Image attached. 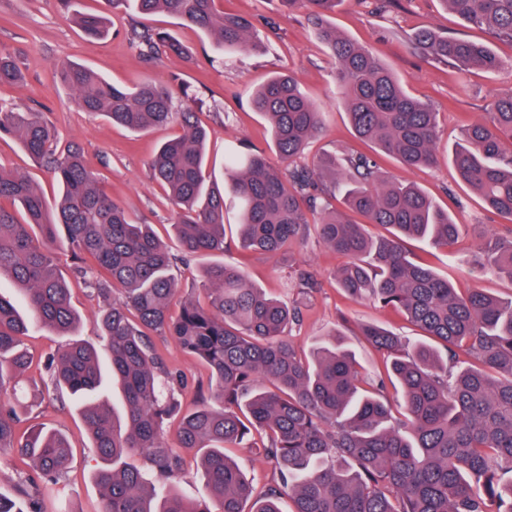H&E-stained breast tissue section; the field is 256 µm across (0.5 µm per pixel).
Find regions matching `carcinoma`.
<instances>
[{
  "instance_id": "1",
  "label": "carcinoma",
  "mask_w": 512,
  "mask_h": 512,
  "mask_svg": "<svg viewBox=\"0 0 512 512\" xmlns=\"http://www.w3.org/2000/svg\"><path fill=\"white\" fill-rule=\"evenodd\" d=\"M108 2L114 15L163 12L193 25L219 56L262 44L251 20L224 14L217 0ZM341 2L281 0L287 14L308 10L336 64L358 138L406 169L433 164L437 112L407 93L373 52L327 22ZM443 2L494 38L512 42V0ZM74 22L89 37L109 32L108 18L96 12L78 11ZM129 39L150 59L190 55L168 32L133 29ZM413 40L423 55L461 72L500 66L486 43L431 30ZM56 75L84 111L130 131L180 126L149 167L175 205L171 228L181 253L224 252L227 192L243 250L285 255L313 228L326 247L347 257L335 273L339 288L403 313L425 337L410 344L385 328L361 326L386 368L385 378L365 389L356 355L340 339L315 346L310 359L299 355L288 339L298 309L249 285L237 264L205 267L207 303L187 300L173 313L172 246L104 192L79 145L59 148L40 111L0 110V138L15 140L62 188L52 213L27 176L0 165V278L18 285L28 310L22 315L15 300L0 294V393L31 369L21 342L31 324L64 335L77 322L60 254L92 292L103 298L121 292L99 315L104 348L68 343L43 364L45 386L79 403L101 461L92 472L101 512H281L284 494L293 499V512H512V297L481 288L462 293L405 246L408 239L451 245L461 225L447 209L414 183L387 177L372 155L296 164L320 133L322 113L287 72L271 76L251 96L283 167L230 146L222 186L208 169V131L191 107L174 111L169 89L150 82L126 88L72 63L61 64ZM23 79L18 58L0 49V84ZM451 163L486 208L512 222V91L493 97L484 118L462 127ZM356 215L384 232H367ZM470 264L512 281V231L483 236ZM156 337L171 339L209 369V395L183 415L171 387L183 380L167 370ZM107 376L120 387L119 410L100 402ZM388 382L400 389L401 418L385 396ZM21 415L0 406V450L28 459L32 473L19 476L12 492H0V512H51L47 501L65 485L73 448L54 431L19 434ZM177 415L178 447L206 449L207 495L201 499L180 493L185 459L163 437ZM256 434L262 456L279 473V483L259 493L225 452ZM135 456L149 461L153 482L127 463Z\"/></svg>"
}]
</instances>
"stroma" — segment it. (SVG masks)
<instances>
[{
  "instance_id": "35a3bbf8",
  "label": "stroma",
  "mask_w": 512,
  "mask_h": 512,
  "mask_svg": "<svg viewBox=\"0 0 512 512\" xmlns=\"http://www.w3.org/2000/svg\"><path fill=\"white\" fill-rule=\"evenodd\" d=\"M222 6L253 21L263 38V52L241 50L216 60L201 31L168 14L115 17L109 35L93 40L82 35L71 20V12L103 9L102 0H73L68 11L60 0H0V49L14 53L25 74L23 83L0 85V109L44 104V117L55 127L60 142L79 144L89 168L111 197L141 221L152 224L165 240L171 234L174 205L152 178L148 163L162 142L179 134V126L135 134L104 116L83 111L72 92L55 80L58 65L83 64L110 81L130 87L147 81L195 89L203 101L198 117L210 130V164L219 173L224 170V150L230 145L264 152L269 160H276V153L270 150L268 127L252 110L250 99L256 87L282 71L298 77L307 97L324 114L325 130L309 144L304 162L320 155L342 157L359 151L361 145L353 135L336 87L334 64L318 41L307 11L298 9L284 15L280 0H222ZM332 22L342 34L376 53L408 93L430 102L438 113L435 166L407 170L385 157L381 167L386 175L415 182L437 202L447 205L460 223L461 233L451 246L430 249L413 241L410 250L427 260L438 275L453 280L459 290L478 287L500 297L512 296V281L472 273L466 267L480 231L504 233L512 225L483 206L449 159L462 126L481 118L493 95L512 90V43L492 39L486 29L447 10L442 0H343ZM134 27L171 33L192 48V59L142 57L127 36ZM424 29L487 42L501 66L492 72L462 73L425 59L413 43L415 33ZM0 165L28 176L41 188L47 203L55 204L60 189L53 175L34 166L21 146L7 137L0 138ZM224 244V261L240 265L250 284L300 308L301 320L291 325L290 338L302 356H309L315 341L333 333L342 335L363 366V379L370 382L383 374L384 363L360 336L362 324L382 325L410 341L420 335L401 314L346 296L335 279V270L344 258L328 250L316 235H309L287 257L247 255L231 228L226 231ZM293 266L312 272L317 288L306 289L290 279L288 272ZM62 272L69 279L72 304L81 316L72 338L98 343L97 316L103 300L87 291L81 279L73 276L70 265H63ZM157 347L167 366L187 377L188 386L179 399L183 410H192L199 391L208 386L206 368L172 342L161 340ZM36 414L38 422L69 434L76 448V462L54 512H99L100 494L91 479L97 456L82 436L84 424L74 404L59 407L49 391Z\"/></svg>"
}]
</instances>
